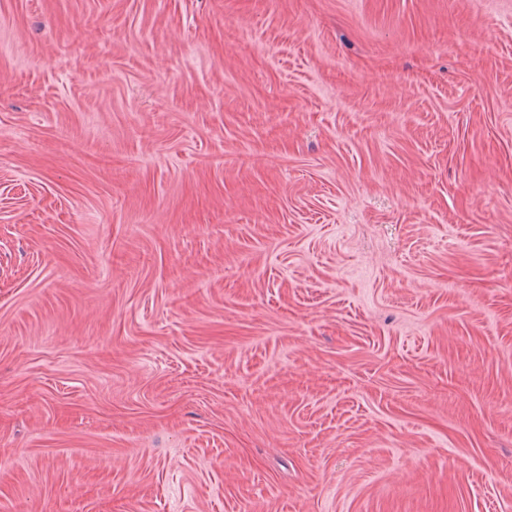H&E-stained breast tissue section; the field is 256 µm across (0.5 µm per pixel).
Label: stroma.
Returning <instances> with one entry per match:
<instances>
[{
    "instance_id": "stroma-1",
    "label": "stroma",
    "mask_w": 512,
    "mask_h": 512,
    "mask_svg": "<svg viewBox=\"0 0 512 512\" xmlns=\"http://www.w3.org/2000/svg\"><path fill=\"white\" fill-rule=\"evenodd\" d=\"M0 512H512V0H0Z\"/></svg>"
}]
</instances>
